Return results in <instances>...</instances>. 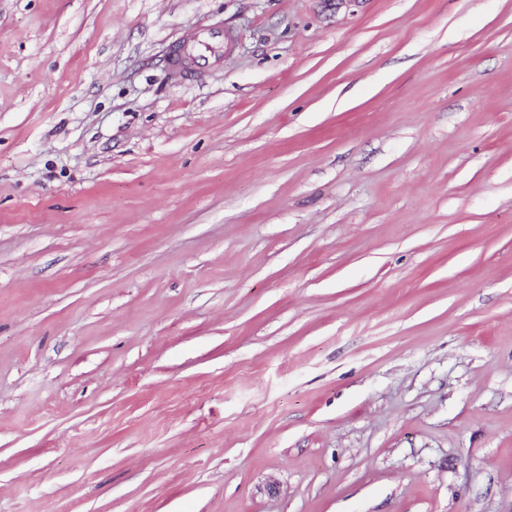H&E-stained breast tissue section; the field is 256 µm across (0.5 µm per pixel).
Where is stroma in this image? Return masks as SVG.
I'll use <instances>...</instances> for the list:
<instances>
[{
    "mask_svg": "<svg viewBox=\"0 0 512 512\" xmlns=\"http://www.w3.org/2000/svg\"><path fill=\"white\" fill-rule=\"evenodd\" d=\"M0 512H512V0H0ZM222 49V35L204 32L195 42L184 49L176 45L171 52L175 69L183 76H202L212 65L214 55Z\"/></svg>",
    "mask_w": 512,
    "mask_h": 512,
    "instance_id": "stroma-1",
    "label": "stroma"
}]
</instances>
